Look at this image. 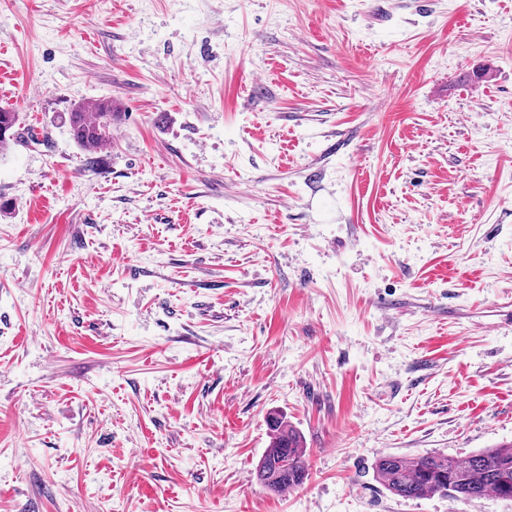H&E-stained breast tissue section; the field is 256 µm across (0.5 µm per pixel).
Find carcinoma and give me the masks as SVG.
Instances as JSON below:
<instances>
[{"label": "carcinoma", "instance_id": "1", "mask_svg": "<svg viewBox=\"0 0 512 512\" xmlns=\"http://www.w3.org/2000/svg\"><path fill=\"white\" fill-rule=\"evenodd\" d=\"M119 117L110 99L77 103L68 112L70 135L85 153L87 166L97 164L95 154L109 140ZM19 124V113L0 107V151L13 141ZM268 427L271 441L258 464V480L276 494L296 489L307 477L306 449L300 435L278 413L269 414ZM375 471L385 489L402 498L440 494L473 500L491 494L512 500V443L466 458L436 453L411 458L384 455L376 461Z\"/></svg>", "mask_w": 512, "mask_h": 512}]
</instances>
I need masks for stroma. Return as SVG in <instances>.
<instances>
[{
  "label": "stroma",
  "mask_w": 512,
  "mask_h": 512,
  "mask_svg": "<svg viewBox=\"0 0 512 512\" xmlns=\"http://www.w3.org/2000/svg\"><path fill=\"white\" fill-rule=\"evenodd\" d=\"M0 107V512H512L375 473L512 443V0H0ZM121 113L117 112L116 105L112 104V99L77 103L74 104L70 112H67L70 135L87 156V166L92 168L97 164L94 155L109 140L112 125L118 120ZM20 124L19 112L0 107V152L6 149L10 142L13 141L16 128ZM4 134H1V130ZM267 422L271 441L258 464V480L276 494L296 489L307 477L306 448L280 414L270 413Z\"/></svg>",
  "instance_id": "stroma-1"
}]
</instances>
